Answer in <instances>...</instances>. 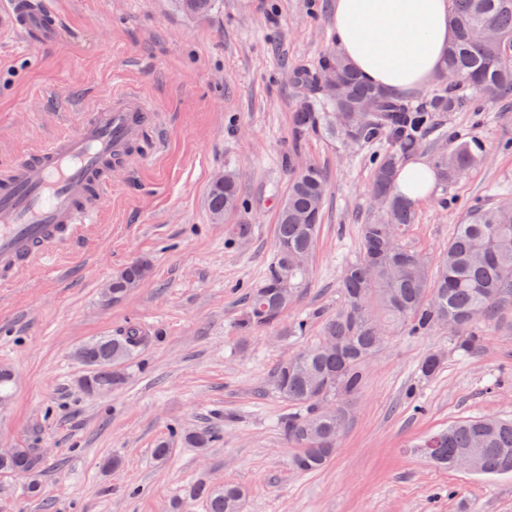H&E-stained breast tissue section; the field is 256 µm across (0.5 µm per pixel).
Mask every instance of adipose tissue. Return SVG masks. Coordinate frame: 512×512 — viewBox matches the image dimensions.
<instances>
[{"label":"adipose tissue","mask_w":512,"mask_h":512,"mask_svg":"<svg viewBox=\"0 0 512 512\" xmlns=\"http://www.w3.org/2000/svg\"><path fill=\"white\" fill-rule=\"evenodd\" d=\"M449 13V0H334L336 50L393 95L423 90L445 59Z\"/></svg>","instance_id":"adipose-tissue-1"}]
</instances>
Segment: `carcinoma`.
Instances as JSON below:
<instances>
[{"label": "carcinoma", "instance_id": "1", "mask_svg": "<svg viewBox=\"0 0 512 512\" xmlns=\"http://www.w3.org/2000/svg\"><path fill=\"white\" fill-rule=\"evenodd\" d=\"M217 0H174L178 11L204 17ZM452 31L443 70L456 76L426 104L394 98L365 81L336 51L319 57L312 66L295 68L292 84L301 92L292 116L295 141L325 136L343 144L373 147L371 194L382 216L361 225L359 259L346 265L342 304L323 322V338L278 364L275 392L294 407L280 420V429L295 448L294 467L303 472L322 469L335 455L340 435L349 423L352 405L361 394L370 362L383 350L390 335L427 336L439 325L448 326L454 352L470 357L481 351V321L512 328V192L494 205H474L456 225L444 251L440 271L405 243L415 223V202L396 188L406 159L425 148L430 133L447 112H482L476 104L512 97V0H451ZM336 71L340 92L325 87L321 75ZM482 150L458 141L449 150L430 154L436 184L443 192L482 160ZM288 192L278 207L275 255L259 285L248 292L243 324L248 329L277 323L306 288L309 260L318 239L326 197V177L314 161L295 163L288 157ZM241 203L239 177L224 170V183L211 182L208 209L221 223ZM150 264L135 260L112 278V298L124 296L148 277ZM148 337L136 329L122 336H106L81 347L90 367L82 377L89 395L120 385L122 365ZM438 353L420 363L424 378L441 366ZM221 438L218 428L180 433L179 440L204 449ZM424 454L444 468L456 467L469 455L475 473L494 477L512 473V418L495 416L462 419L422 444ZM42 471L36 448H1L0 472L35 477ZM194 493L205 512H242L244 487L199 484Z\"/></svg>", "mask_w": 512, "mask_h": 512}]
</instances>
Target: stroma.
<instances>
[{"instance_id":"1","label":"stroma","mask_w":512,"mask_h":512,"mask_svg":"<svg viewBox=\"0 0 512 512\" xmlns=\"http://www.w3.org/2000/svg\"><path fill=\"white\" fill-rule=\"evenodd\" d=\"M58 42L40 49L0 29V158L69 133L91 104L132 88L165 119V148L116 172L96 223L65 249L0 285V367L15 377L0 405V448L45 457L38 494L23 475L0 474V512H204L200 483L248 490L243 512H512V475L486 478L425 457L434 431L475 416H512V329L487 325L463 360L448 331L393 335L371 362L336 454L322 470L294 468L278 422L289 411L272 386L277 365L318 342L341 303L359 229L379 213L369 196L370 148L309 136L294 141L293 68L334 47L333 0H218L194 20L170 0H52ZM449 137L482 145L485 160L448 190L417 201L406 242L438 265L471 205L512 184V104L450 112ZM316 159L327 195L307 288L279 324L243 332L242 294L275 250L278 203L292 153ZM237 171L244 206L230 243L213 223L214 176ZM150 276L122 298L103 293L136 259ZM310 320L303 336L291 322ZM150 340L123 367L124 384L92 396L78 385V348L130 325ZM438 352L436 376L418 365ZM206 425L223 434L201 451L155 443ZM117 467H109V460Z\"/></svg>"}]
</instances>
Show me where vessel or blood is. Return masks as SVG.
<instances>
[{"mask_svg":"<svg viewBox=\"0 0 512 512\" xmlns=\"http://www.w3.org/2000/svg\"><path fill=\"white\" fill-rule=\"evenodd\" d=\"M2 25L32 48L61 36L49 0H5ZM159 128L157 112L139 95L119 93L82 112L73 133L0 163V283L95 223L115 172L136 161L133 147L143 131Z\"/></svg>","mask_w":512,"mask_h":512,"instance_id":"1","label":"vessel or blood"}]
</instances>
